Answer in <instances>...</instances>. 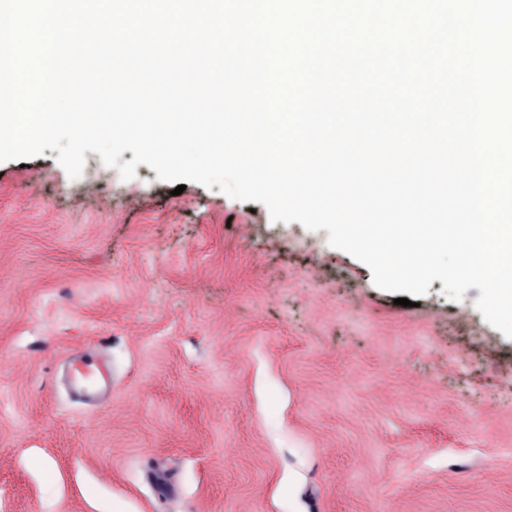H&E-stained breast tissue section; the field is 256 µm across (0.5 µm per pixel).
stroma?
Returning a JSON list of instances; mask_svg holds the SVG:
<instances>
[{
	"label": "stroma",
	"instance_id": "stroma-1",
	"mask_svg": "<svg viewBox=\"0 0 512 512\" xmlns=\"http://www.w3.org/2000/svg\"><path fill=\"white\" fill-rule=\"evenodd\" d=\"M0 162V512H512V338L148 165Z\"/></svg>",
	"mask_w": 512,
	"mask_h": 512
}]
</instances>
